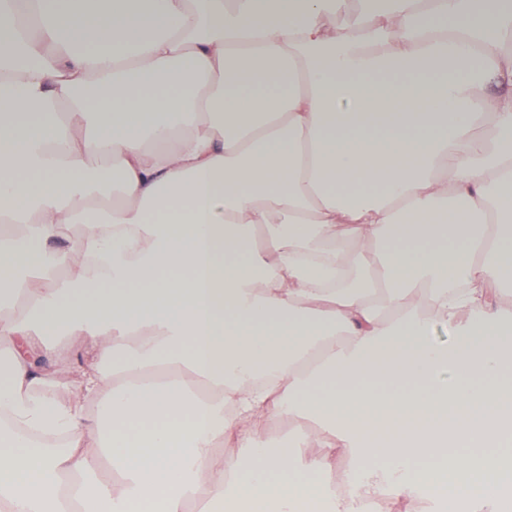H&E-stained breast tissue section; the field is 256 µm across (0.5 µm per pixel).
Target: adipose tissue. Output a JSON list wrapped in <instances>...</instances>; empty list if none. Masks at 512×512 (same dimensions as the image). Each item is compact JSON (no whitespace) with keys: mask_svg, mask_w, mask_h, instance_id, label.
Returning a JSON list of instances; mask_svg holds the SVG:
<instances>
[{"mask_svg":"<svg viewBox=\"0 0 512 512\" xmlns=\"http://www.w3.org/2000/svg\"><path fill=\"white\" fill-rule=\"evenodd\" d=\"M346 4L0 0V512H499L512 0ZM92 360V353L81 336L65 335L55 342L53 350L44 359V366L55 383L53 397L68 401L81 373L93 368ZM312 425L300 418H293L286 422L284 420L273 419L266 430L264 441L267 447L277 444L280 441L294 439L297 452L299 445L307 433L311 430ZM342 463L346 464V465H350L352 467H356V465L350 460H345ZM340 464L341 463L336 460V466H334L332 468V472L330 474V480H331V482L335 483L337 492L349 491L357 485V483L360 480L361 475H360L359 470L350 469L349 467H347L345 465L342 469V472H341V475H340L338 481L336 482V479L339 474V465Z\"/></svg>","mask_w":512,"mask_h":512,"instance_id":"adipose-tissue-1","label":"adipose tissue"}]
</instances>
